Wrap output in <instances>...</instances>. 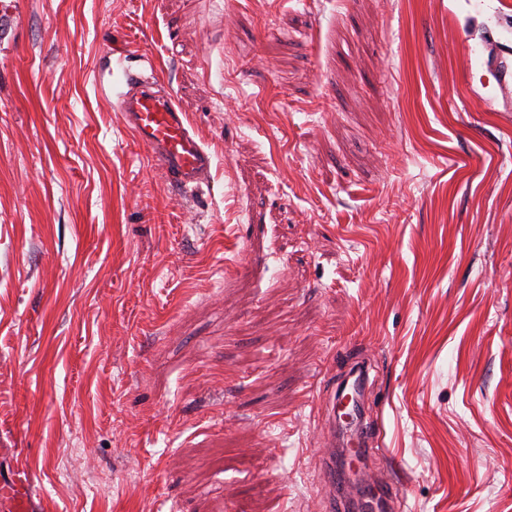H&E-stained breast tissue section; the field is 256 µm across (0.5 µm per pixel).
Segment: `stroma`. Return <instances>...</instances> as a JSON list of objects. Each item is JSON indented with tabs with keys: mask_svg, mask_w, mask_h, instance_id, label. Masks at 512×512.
Instances as JSON below:
<instances>
[{
	"mask_svg": "<svg viewBox=\"0 0 512 512\" xmlns=\"http://www.w3.org/2000/svg\"><path fill=\"white\" fill-rule=\"evenodd\" d=\"M0 448L39 512H319L329 399L410 512H512V0H24ZM215 155L175 192L116 107ZM117 108L125 127L150 152L165 179L181 192H193L209 180L213 155L197 138L173 94L154 75L135 77Z\"/></svg>",
	"mask_w": 512,
	"mask_h": 512,
	"instance_id": "1",
	"label": "stroma"
}]
</instances>
